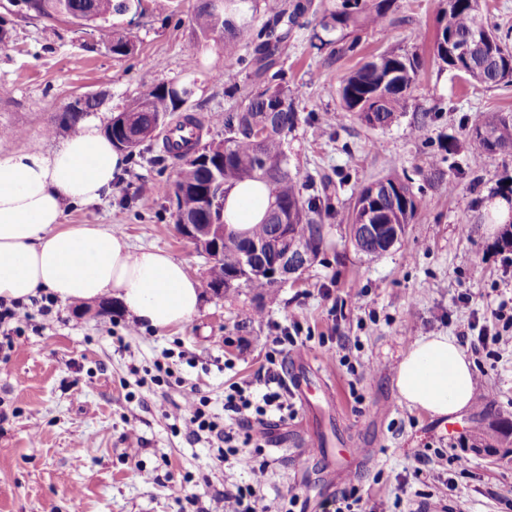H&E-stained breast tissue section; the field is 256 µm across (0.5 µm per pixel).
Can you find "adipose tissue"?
<instances>
[{
    "instance_id": "obj_1",
    "label": "adipose tissue",
    "mask_w": 512,
    "mask_h": 512,
    "mask_svg": "<svg viewBox=\"0 0 512 512\" xmlns=\"http://www.w3.org/2000/svg\"><path fill=\"white\" fill-rule=\"evenodd\" d=\"M126 165L95 122L49 153L0 157V299L30 303L50 295L64 303L114 298L143 326L167 330L199 311V281L185 264L156 248H133L98 224H65L66 207L101 201ZM269 192L257 182L224 193L226 224L245 231L268 214ZM396 388L409 406L435 417L455 415L474 396L472 363L456 339H416L397 368Z\"/></svg>"
}]
</instances>
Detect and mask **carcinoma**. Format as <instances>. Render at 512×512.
<instances>
[{"label": "carcinoma", "mask_w": 512, "mask_h": 512, "mask_svg": "<svg viewBox=\"0 0 512 512\" xmlns=\"http://www.w3.org/2000/svg\"><path fill=\"white\" fill-rule=\"evenodd\" d=\"M141 0H16L19 10L56 20L80 18L79 32L90 30L97 44L114 57L134 53L135 42L121 33L113 23L122 16L128 4ZM391 0H336L330 7L315 0H283L262 4V0H222L215 9L214 0H195L193 10L194 38L188 45V56L197 61L201 50L211 44L224 50V63L249 73L266 88L252 97L239 112H229L217 122L224 124V139L201 144L204 122L193 114L175 116L181 111L183 97H192L188 85L154 86L144 96L131 101L124 111L134 113V123L143 132L165 129L163 150L180 161L173 181L177 199L175 222L211 224L221 220L223 195H217L216 210L212 201L200 197L208 188L210 169L204 163L188 160L198 150L211 155L224 185L244 181L263 183L270 191L271 208L266 219L240 232L224 225V259L212 265L205 287L218 294L239 292L230 283L243 280L244 287L255 292L259 302L276 298L274 283L267 276H245L243 262L247 247L254 242L273 237L277 225L289 224L300 242L307 244L313 255L321 252L325 236L324 221L336 214L330 187L332 182H315L309 177L299 183L288 172V158L283 141L299 122L288 87L281 83L282 69L276 68L281 56L287 54L288 40L297 30L307 26L304 18L322 13L321 27L345 31L358 26L380 27L391 10ZM437 34L456 39L472 48L469 62L462 63V75L470 80L495 87L512 73V33L498 28L489 29L480 11L479 0H449L448 11L440 20ZM330 47L329 56L341 59L353 56L360 46L359 36L342 35L339 39L323 40ZM419 62L407 53L385 52L353 70L341 83V109L352 112L365 124L384 128L406 111L415 85ZM99 102H87L81 109L64 112L62 126L75 132L82 117L96 109ZM488 129L493 138L481 137ZM262 138H257L258 132ZM477 144V156L485 153L512 151V114L491 113L470 129ZM398 183L402 193L380 190L372 201L377 212L371 223H385L388 214L399 213L404 223H410L416 210L412 186L396 175L381 180L393 187Z\"/></svg>", "instance_id": "carcinoma-1"}]
</instances>
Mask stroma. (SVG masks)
Returning a JSON list of instances; mask_svg holds the SVG:
<instances>
[{"label":"stroma","mask_w":512,"mask_h":512,"mask_svg":"<svg viewBox=\"0 0 512 512\" xmlns=\"http://www.w3.org/2000/svg\"><path fill=\"white\" fill-rule=\"evenodd\" d=\"M194 0L159 12L144 0L135 25L116 18L136 44L115 58L64 22L18 12L0 0L12 36L0 46V156L23 149L48 152L66 138L60 127L75 97L97 94L100 128L131 100L160 83L192 85L188 105L204 121V141L221 140L211 118L239 110L261 91L247 72L223 74L224 53L211 48L190 61ZM448 0H396V24L361 31V52L340 60L317 48L322 28L310 20L281 60L301 120L286 139L288 169L306 176L339 173L349 184L334 205L326 243L297 282L278 286L275 302L258 305L252 292L224 297L204 291L198 314L165 331L139 328L115 304L54 303L51 318L28 304L29 319L12 348L0 350V512H198L225 477L245 483L248 463H267L264 492L285 505L300 497L303 512H322L356 485L365 512H512V464L472 452L471 412L437 418L400 400L395 374L412 339L459 337L472 317L489 316L512 299V252L496 245L503 221L493 200L512 199V153L473 163L468 133L487 112L512 113V83L488 88L458 75L434 56L438 22ZM386 51L417 54L420 67L406 112L379 129L341 113V80L362 61ZM433 119L426 142L414 135L420 112ZM99 203L66 207V224L120 229L133 247L153 246L182 261L197 279L208 263L175 224L171 184L177 162H156L161 136L147 139ZM406 175L417 210L404 236L374 256L356 249L349 232L354 197L368 182ZM150 196L138 193L141 183ZM480 277H472V268ZM469 295V308L458 305ZM302 326L300 343L277 355L285 372L306 370L312 391L295 402V416L271 420L242 446L241 460L221 462L216 447L188 440L169 410L186 393L208 399L224 415V388L251 380L266 362L270 336ZM462 348L475 371V404L487 422L512 423V346ZM176 352L174 374L143 381L165 350ZM371 371H364V364ZM143 444L127 458L125 435ZM371 449L365 462L350 444ZM469 457V474L455 456ZM429 470L419 473L420 463Z\"/></svg>","instance_id":"1"}]
</instances>
